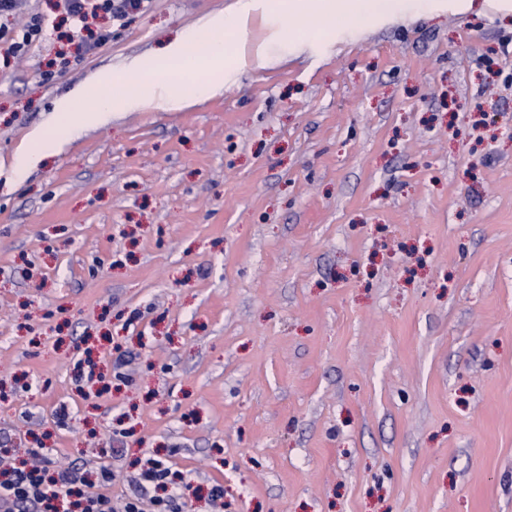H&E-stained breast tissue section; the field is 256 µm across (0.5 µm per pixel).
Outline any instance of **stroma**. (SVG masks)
<instances>
[{
    "instance_id": "obj_1",
    "label": "stroma",
    "mask_w": 512,
    "mask_h": 512,
    "mask_svg": "<svg viewBox=\"0 0 512 512\" xmlns=\"http://www.w3.org/2000/svg\"><path fill=\"white\" fill-rule=\"evenodd\" d=\"M236 2L152 0L85 55L27 0L42 37L0 68V445L108 468L115 497L167 458L185 512H512V0L282 19L307 43L222 96L12 179L57 97Z\"/></svg>"
}]
</instances>
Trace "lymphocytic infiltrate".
Listing matches in <instances>:
<instances>
[{"mask_svg": "<svg viewBox=\"0 0 512 512\" xmlns=\"http://www.w3.org/2000/svg\"><path fill=\"white\" fill-rule=\"evenodd\" d=\"M20 4L21 0H0V65L4 67L27 56L43 30V19L37 14L21 28L5 25V17ZM56 6L66 18L81 24L101 14L121 22L147 9L148 0H56ZM133 482L137 493L115 499L93 489L81 468L54 467L47 448L31 449L26 459L0 449V512H182L188 485L165 461L146 459Z\"/></svg>", "mask_w": 512, "mask_h": 512, "instance_id": "f902f5d3", "label": "lymphocytic infiltrate"}]
</instances>
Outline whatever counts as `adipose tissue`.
Here are the masks:
<instances>
[{"label":"adipose tissue","instance_id":"obj_1","mask_svg":"<svg viewBox=\"0 0 512 512\" xmlns=\"http://www.w3.org/2000/svg\"><path fill=\"white\" fill-rule=\"evenodd\" d=\"M417 0H240L230 14L216 13L205 18L199 28L182 33L152 62L131 59L123 71L103 69L92 80L62 95L55 103L51 121L29 139L15 158L13 175L23 179L30 168L45 156L58 153L75 133L86 126H103L114 114L126 110L182 111L202 100L222 94L225 82L241 70L269 67L272 45L282 40L276 20L283 15L308 18L318 11L331 28L351 20L368 25L417 10ZM259 15L269 30L265 43L254 50L227 54L228 43H240L251 15ZM201 70L205 76L191 92L177 86L189 73ZM142 76L138 94L125 96L117 91L121 72Z\"/></svg>","mask_w":512,"mask_h":512}]
</instances>
